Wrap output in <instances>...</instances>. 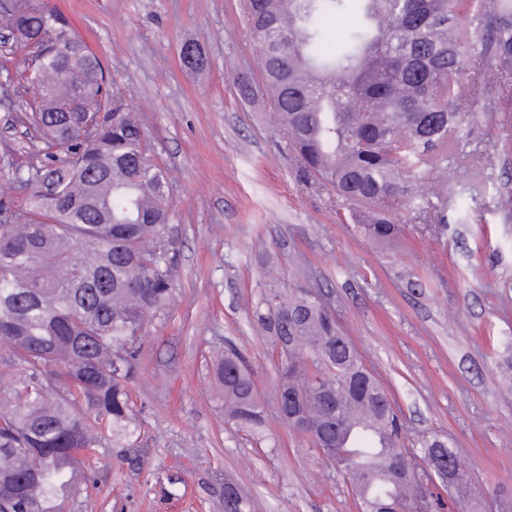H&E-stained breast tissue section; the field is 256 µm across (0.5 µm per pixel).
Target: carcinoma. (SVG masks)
<instances>
[{
	"label": "carcinoma",
	"mask_w": 512,
	"mask_h": 512,
	"mask_svg": "<svg viewBox=\"0 0 512 512\" xmlns=\"http://www.w3.org/2000/svg\"><path fill=\"white\" fill-rule=\"evenodd\" d=\"M245 11L286 146L377 244L396 240L404 214L431 223L446 209L445 195L415 188L447 179L468 97L493 99L489 122L512 112V0H494L489 26L484 0H245ZM347 15L346 37L329 47L328 22ZM1 28L31 48L38 106L27 128L65 159L45 152L0 169L25 193L0 200V338L31 372L0 413V512H61L80 485L77 450L131 434L138 336L172 295L169 182L65 17L43 0H0ZM268 304L259 318L274 338L300 342L283 351L280 411L300 399L319 418L312 382L327 389L333 412L312 445L336 448L326 457L349 476L361 512H400L417 474L395 470L407 451L385 387L309 292L290 288ZM214 376L225 417L259 432L263 406L244 356L227 348ZM418 448L428 459L445 449L437 437ZM445 450L468 500V463Z\"/></svg>",
	"instance_id": "1"
}]
</instances>
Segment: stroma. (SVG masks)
I'll return each instance as SVG.
<instances>
[{"label": "stroma", "instance_id": "35a3bbf8", "mask_svg": "<svg viewBox=\"0 0 512 512\" xmlns=\"http://www.w3.org/2000/svg\"><path fill=\"white\" fill-rule=\"evenodd\" d=\"M127 90L168 169L173 294L139 340L127 440L95 443L97 486L67 512H224L232 483L249 512H359L349 481L282 420L281 350L267 299L316 291L395 405L406 449L447 439L469 463L474 512L512 495V128L470 102L448 170V221L410 220L379 246L333 192L302 178L276 128L243 0H51ZM206 64L185 67L183 43ZM23 54L0 62V156L42 150L22 122L33 101ZM253 86L251 99L237 87ZM247 357L265 412L258 434L224 418L212 363ZM145 449L130 460L125 447Z\"/></svg>", "mask_w": 512, "mask_h": 512}]
</instances>
